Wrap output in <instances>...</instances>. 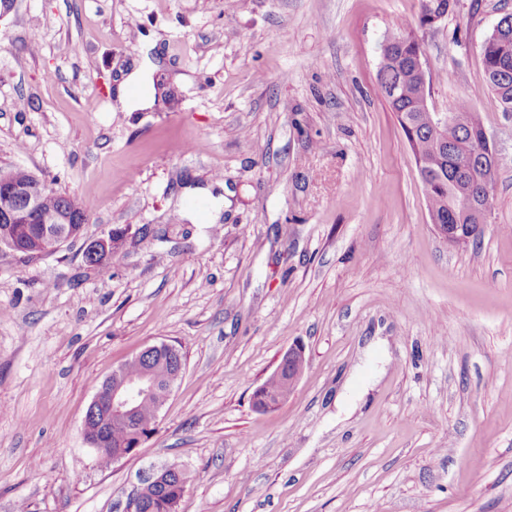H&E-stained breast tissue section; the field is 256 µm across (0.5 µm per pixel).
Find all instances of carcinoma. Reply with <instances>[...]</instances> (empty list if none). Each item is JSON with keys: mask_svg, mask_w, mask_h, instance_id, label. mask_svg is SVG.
Wrapping results in <instances>:
<instances>
[{"mask_svg": "<svg viewBox=\"0 0 512 512\" xmlns=\"http://www.w3.org/2000/svg\"><path fill=\"white\" fill-rule=\"evenodd\" d=\"M451 0H421L420 13L413 24L401 22L387 34L384 52L380 54L377 73L378 90L390 109L395 112L406 138L411 156L431 157L436 151L432 122L434 112L422 104L429 96L430 74L418 69L413 62L417 52L424 50L419 32L426 30V18L433 12L445 11ZM498 34L490 37L481 51L486 88L493 92L505 112H512V14L500 20ZM453 127L450 131L448 151L442 154L441 172L428 174L422 182L428 185V200L442 224H466L472 203L481 201L482 187L473 181V149L480 142L483 124L468 100L456 102L451 110ZM68 202L69 207L85 213L74 197L51 189L43 199L42 209L53 210ZM156 425L154 402L143 403L128 421L113 417L104 425L103 439L115 445L148 438Z\"/></svg>", "mask_w": 512, "mask_h": 512, "instance_id": "1", "label": "carcinoma"}]
</instances>
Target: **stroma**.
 Returning a JSON list of instances; mask_svg holds the SVG:
<instances>
[{"label": "stroma", "mask_w": 512, "mask_h": 512, "mask_svg": "<svg viewBox=\"0 0 512 512\" xmlns=\"http://www.w3.org/2000/svg\"><path fill=\"white\" fill-rule=\"evenodd\" d=\"M420 0H17L0 19V169L77 197L58 254H0V512H126L175 465L178 512H512V112L482 41L512 0L424 33L429 105L472 98L498 171L452 248L380 45ZM153 66L149 112L116 111ZM124 240L107 268L85 243ZM164 341L185 369L137 455L83 432L114 369ZM269 412L252 393L293 345ZM285 354L288 355V363L284 368V372L288 371V378L285 380V385L282 390V393L278 392L275 395H269L267 392L268 390L270 394H274L279 390L282 384V380L280 377L276 376H272L266 380L267 390L264 388L263 383L259 385L254 392V394H257L258 399H262L266 403H271L273 399L281 400L277 405L269 408L268 410L278 407L283 401H285L288 398V393L291 391V389L294 387V385L296 384L300 377L299 374H293L290 368L293 363H299L305 360L304 348L300 345H296L294 347L289 348L285 352ZM181 469L178 466L171 465L168 467L161 468L153 474H151L140 486L139 488L134 489L129 496V510L131 512H137V510L143 504V498L145 494H149V489H153L154 487H160L166 481L169 480L171 475L180 476Z\"/></svg>", "instance_id": "obj_1"}]
</instances>
